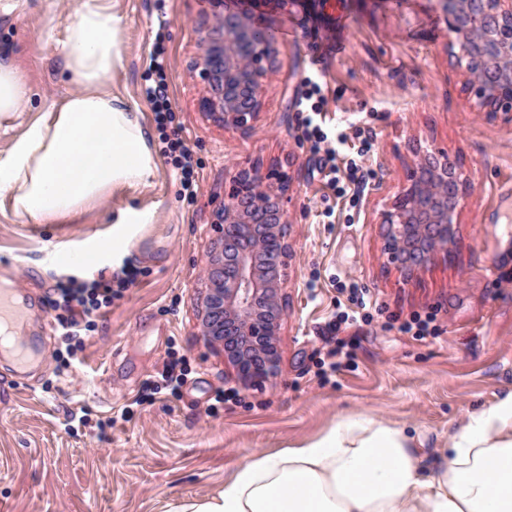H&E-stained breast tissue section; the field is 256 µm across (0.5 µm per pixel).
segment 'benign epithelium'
<instances>
[{
  "instance_id": "1",
  "label": "benign epithelium",
  "mask_w": 512,
  "mask_h": 512,
  "mask_svg": "<svg viewBox=\"0 0 512 512\" xmlns=\"http://www.w3.org/2000/svg\"><path fill=\"white\" fill-rule=\"evenodd\" d=\"M448 26V55L464 67L474 108L512 122V0H441ZM223 39L202 56L211 97L208 115L244 128L261 104L276 64L272 40L244 12L224 9ZM391 208L381 213L384 252L407 275L448 251L457 217L473 189L458 157L418 147ZM272 174L239 167L217 213L222 236L209 256L200 336L224 351L235 381L254 387L280 370L277 336L284 318L290 258L284 202L288 184Z\"/></svg>"
}]
</instances>
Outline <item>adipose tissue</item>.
<instances>
[{"mask_svg":"<svg viewBox=\"0 0 512 512\" xmlns=\"http://www.w3.org/2000/svg\"><path fill=\"white\" fill-rule=\"evenodd\" d=\"M120 24L107 0H77L60 55L78 92L0 151V201L36 223L154 174L145 127L106 88ZM29 100L14 59H0V120ZM169 512H512V392L459 420L437 460L421 436L346 416L301 446L251 453L223 490Z\"/></svg>","mask_w":512,"mask_h":512,"instance_id":"obj_1","label":"adipose tissue"}]
</instances>
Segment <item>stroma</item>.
Masks as SVG:
<instances>
[{"instance_id": "obj_1", "label": "stroma", "mask_w": 512, "mask_h": 512, "mask_svg": "<svg viewBox=\"0 0 512 512\" xmlns=\"http://www.w3.org/2000/svg\"><path fill=\"white\" fill-rule=\"evenodd\" d=\"M111 2L122 19V63L109 87L149 130L155 170L147 185L114 186L47 224L0 211V281L22 298L25 335L37 345L24 367L0 354V512H166L174 501L215 494L250 452L300 446L344 415L420 433L430 453L451 425L512 391V214L498 196L512 185V124L472 108L464 71L448 56L440 0H239L238 10L275 36L277 51L244 130L214 122L202 105L210 92L202 46L222 37V5ZM72 7L30 0L22 19H0V54L15 58L31 88L29 105L0 128V150L77 92L59 56ZM158 45L172 126L195 169L192 198L162 153L145 98ZM318 69L327 126H339L349 145L363 132L374 137L362 161L372 177L357 198L327 187L319 170L326 152L302 133L298 94ZM415 143L458 154L474 190L447 253L409 280L383 257L377 217L396 196ZM251 164L289 180L291 256L280 370L239 389L223 356L200 338L198 311L215 214L236 166ZM122 219L120 251L73 263L111 239ZM126 263L139 270L137 284L97 319L78 362L65 365L49 304L57 280L108 278ZM353 283L374 306L368 320L342 330L353 356L324 378L321 362L335 345L328 324L356 308ZM416 314L433 317L435 335L419 341L398 331ZM174 359L186 371L178 395L150 394L146 380ZM231 389L236 400L212 409L215 392Z\"/></svg>"}]
</instances>
